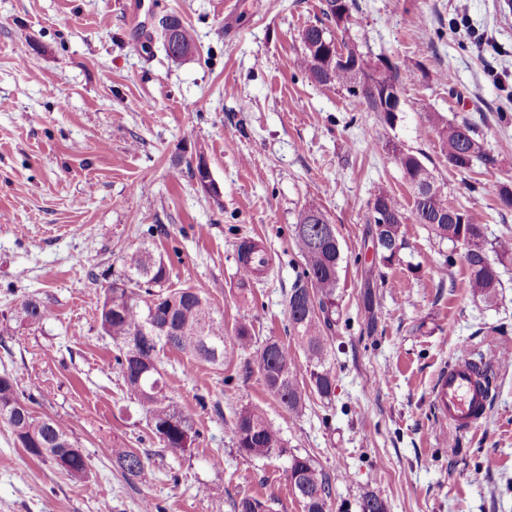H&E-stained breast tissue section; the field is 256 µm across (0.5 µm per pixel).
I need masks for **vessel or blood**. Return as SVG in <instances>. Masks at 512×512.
<instances>
[{"label":"vessel or blood","instance_id":"vessel-or-blood-1","mask_svg":"<svg viewBox=\"0 0 512 512\" xmlns=\"http://www.w3.org/2000/svg\"><path fill=\"white\" fill-rule=\"evenodd\" d=\"M479 382L480 376L466 355L441 372L433 393L440 427L468 431L481 426L486 398L479 390Z\"/></svg>","mask_w":512,"mask_h":512}]
</instances>
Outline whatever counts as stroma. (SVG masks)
<instances>
[{
    "label": "stroma",
    "mask_w": 512,
    "mask_h": 512,
    "mask_svg": "<svg viewBox=\"0 0 512 512\" xmlns=\"http://www.w3.org/2000/svg\"><path fill=\"white\" fill-rule=\"evenodd\" d=\"M135 1L0 0V375L90 460L86 479L69 477L0 422V512H141L146 501L153 512H234L246 495L304 512L285 459L237 452L229 426L244 406L329 474L333 512H356L365 488L387 512H512V365L497 362L512 348V263L494 302L473 294L466 266L445 263L449 243L417 223L383 148L420 152L449 205L512 237L498 199L512 185V15L498 0H356L345 39L400 67L391 126L297 68L323 0H143L140 11ZM164 17L191 31L194 57L166 55ZM437 114L469 123L495 166H449ZM201 160L219 196L198 185ZM381 190L404 216L406 245L388 266L367 222ZM308 204L325 211L343 255L327 344L334 396L291 413L253 350H227L219 367L166 350L164 378L199 435L186 450L163 447L97 321L124 253L162 256L169 287L199 291L225 332L244 322L256 343L285 342L302 270L292 226ZM245 240L269 264L243 291ZM28 297L49 308L43 324L16 321ZM464 353L492 368L491 400L478 430L445 432L433 385ZM106 444L148 456L150 482L127 479Z\"/></svg>",
    "instance_id": "1"
}]
</instances>
